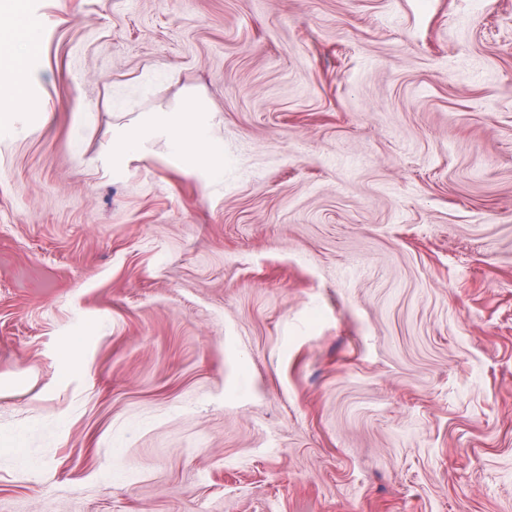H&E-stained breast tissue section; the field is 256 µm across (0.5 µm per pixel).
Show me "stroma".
<instances>
[{"label": "stroma", "mask_w": 512, "mask_h": 512, "mask_svg": "<svg viewBox=\"0 0 512 512\" xmlns=\"http://www.w3.org/2000/svg\"><path fill=\"white\" fill-rule=\"evenodd\" d=\"M17 6L0 512H512V0ZM211 111L197 96L187 97L179 111L151 112L117 129L105 159L112 170L141 156L146 143L163 136L173 160L187 171L201 173L207 183L224 181V144L211 132Z\"/></svg>", "instance_id": "35a3bbf8"}]
</instances>
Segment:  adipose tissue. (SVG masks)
Listing matches in <instances>:
<instances>
[{"instance_id": "adipose-tissue-1", "label": "adipose tissue", "mask_w": 512, "mask_h": 512, "mask_svg": "<svg viewBox=\"0 0 512 512\" xmlns=\"http://www.w3.org/2000/svg\"><path fill=\"white\" fill-rule=\"evenodd\" d=\"M39 40V33L32 28L25 29L18 39L0 36V133L13 124L14 108L25 100L23 58L16 47L21 44L30 50ZM210 121L209 109L203 100L187 97L180 110L152 112L119 127L105 159L111 168L123 167L144 153L152 137L161 136L166 139L177 164L204 175L207 182L223 180L224 144L213 137Z\"/></svg>"}]
</instances>
